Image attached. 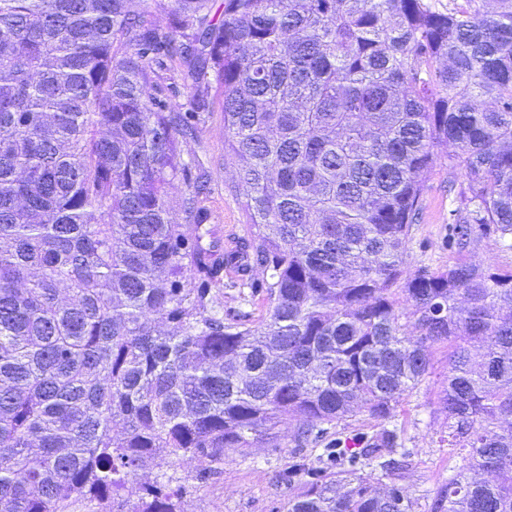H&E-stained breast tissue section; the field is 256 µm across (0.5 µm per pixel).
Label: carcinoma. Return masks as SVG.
Wrapping results in <instances>:
<instances>
[{
    "mask_svg": "<svg viewBox=\"0 0 512 512\" xmlns=\"http://www.w3.org/2000/svg\"><path fill=\"white\" fill-rule=\"evenodd\" d=\"M133 2L0 0V512H179L182 484L138 472H212L290 418L299 448L385 423L444 343L460 452L434 510L512 512V270L401 279L439 163L448 243L512 249V0H154L164 26ZM176 62L184 103L161 96ZM213 95L248 219L231 248L205 182L172 217ZM258 273L264 316L224 310ZM399 446L382 428L368 464ZM288 512L412 502L326 472Z\"/></svg>",
    "mask_w": 512,
    "mask_h": 512,
    "instance_id": "obj_1",
    "label": "carcinoma"
}]
</instances>
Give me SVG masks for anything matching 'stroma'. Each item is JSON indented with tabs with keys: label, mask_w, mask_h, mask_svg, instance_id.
Returning <instances> with one entry per match:
<instances>
[{
	"label": "stroma",
	"mask_w": 512,
	"mask_h": 512,
	"mask_svg": "<svg viewBox=\"0 0 512 512\" xmlns=\"http://www.w3.org/2000/svg\"><path fill=\"white\" fill-rule=\"evenodd\" d=\"M196 155L199 171L209 182L205 202L211 223L223 236L243 235L247 217L242 195L233 192L235 170L224 155V114L213 106L188 145ZM426 208L414 225L410 243V266L430 269L447 267L457 253L448 245V181L442 168L426 179ZM448 373V350L433 349L431 368L418 389L406 394L395 409L394 425L408 452L404 469L394 471L397 484L405 488L414 512H434L439 495L448 488L455 464V449L448 446V421L439 409V395ZM380 421L359 412L329 426L320 444L297 447L294 422L279 430L276 445H260L245 451L227 449V462L215 472L198 474L194 466L171 468L170 473L186 487L183 512H288V497L298 492L319 469L324 444H332V470L351 469L356 456Z\"/></svg>",
	"instance_id": "stroma-1"
}]
</instances>
